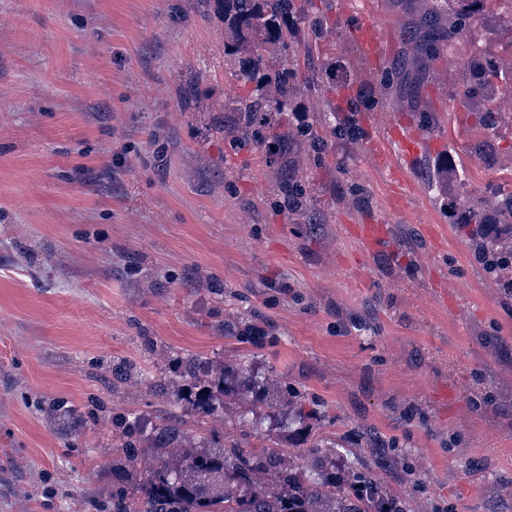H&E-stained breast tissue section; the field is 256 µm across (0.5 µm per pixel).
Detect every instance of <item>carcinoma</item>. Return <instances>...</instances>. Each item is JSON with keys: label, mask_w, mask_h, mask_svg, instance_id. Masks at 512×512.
<instances>
[{"label": "carcinoma", "mask_w": 512, "mask_h": 512, "mask_svg": "<svg viewBox=\"0 0 512 512\" xmlns=\"http://www.w3.org/2000/svg\"><path fill=\"white\" fill-rule=\"evenodd\" d=\"M224 31L233 43L224 54L229 61L243 57L247 68L241 76L255 83V93L238 102L235 122L224 138L237 144L263 146L268 166L278 184L303 172L304 159H319L325 139L313 125L270 132V114L285 112L297 85L288 66L273 68L268 56L286 50L298 31L293 23L307 25L316 41L324 34L321 18H311L302 0H219ZM413 25L400 31L404 52L393 67L380 73L357 74L343 105L316 100L320 121L331 125V135L351 144L365 131L360 112L369 108L376 86L386 91L395 108L417 102L420 84L427 78L425 60H440L477 34L502 38L512 54V0H405ZM509 67L489 53L468 56L461 75L459 103L479 116L485 138L497 136L503 108L512 104L507 94ZM466 186L460 171L450 165L429 176L427 188L444 195L452 183ZM288 209L296 224L311 223L307 190L297 184L288 191ZM454 223L466 230L471 255L485 274L512 293V192L497 191L466 206L456 205ZM251 329L240 318L224 320V336L240 343L252 340ZM176 378L155 381L154 390H172L181 414H170L147 431L140 421L125 419L115 430L120 470L101 495L109 512H409V502L367 466L345 477L339 469L337 445L313 443L297 455L285 454L276 445L245 448L238 441L221 442L211 432L184 428L187 417H223L240 402L248 409L234 411L244 435H258V412L271 389L280 394V407L288 418L302 420L318 413L307 408L303 394L281 382L276 372L260 381L247 362L212 361L201 366L193 356L174 359ZM118 383L139 382L143 373L133 362L112 370ZM377 469L402 465L394 449L375 442Z\"/></svg>", "instance_id": "obj_1"}]
</instances>
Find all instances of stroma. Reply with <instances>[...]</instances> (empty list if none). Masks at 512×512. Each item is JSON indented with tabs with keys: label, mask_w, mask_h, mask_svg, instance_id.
Here are the masks:
<instances>
[{
	"label": "stroma",
	"mask_w": 512,
	"mask_h": 512,
	"mask_svg": "<svg viewBox=\"0 0 512 512\" xmlns=\"http://www.w3.org/2000/svg\"><path fill=\"white\" fill-rule=\"evenodd\" d=\"M334 58L326 97L369 69L349 31L374 16L381 63L409 16L400 0H308ZM217 0H0V512H99L112 483L114 421L148 425L170 410L146 384H112L131 360L149 378L169 359L250 362L282 373L320 406L289 424L262 411L272 440L298 453L306 434L338 441L347 468L372 465L361 433L393 440L412 470L384 472L414 512H512V297L489 286L429 193L426 167L451 162L471 197L512 191L473 145L460 79L429 67L438 126L407 159L391 128L415 112L381 104L359 144L329 138L309 163L311 224L288 217L260 146L233 147L224 126L253 86L224 62ZM289 112H312L305 48ZM358 190V210L340 204ZM383 224L370 247L354 234ZM240 314L255 342L225 338ZM63 401L46 417L45 401Z\"/></svg>",
	"instance_id": "stroma-1"
}]
</instances>
